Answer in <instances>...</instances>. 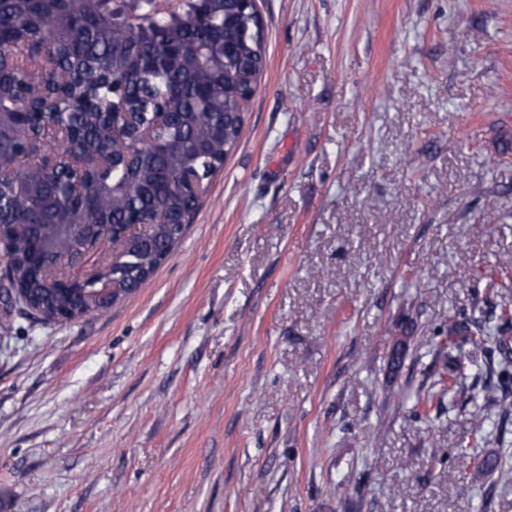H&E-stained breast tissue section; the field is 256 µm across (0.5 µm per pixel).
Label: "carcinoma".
<instances>
[{"label":"carcinoma","instance_id":"carcinoma-1","mask_svg":"<svg viewBox=\"0 0 512 512\" xmlns=\"http://www.w3.org/2000/svg\"><path fill=\"white\" fill-rule=\"evenodd\" d=\"M0 45L15 57L0 60V134L9 146L0 166V226L12 239L10 280L44 319L69 316L76 303L42 278L35 255L45 247L62 255L82 245V227L150 224L148 241L131 239L121 260L99 279L115 280L123 294L141 287L183 238L199 200L181 189L188 171L208 180L240 142L242 112L258 86L266 56L255 2L186 0L178 16L157 15L150 0L114 13L105 0H0ZM28 97L21 115L14 99ZM128 112L136 126L169 112L171 120L149 146L112 148V113ZM93 158L113 149L112 162L80 177L61 157L57 126ZM46 153L60 155L56 178L34 172ZM448 316V390L465 392L466 371L485 335ZM480 410L512 415V399L498 383L481 388Z\"/></svg>","mask_w":512,"mask_h":512}]
</instances>
